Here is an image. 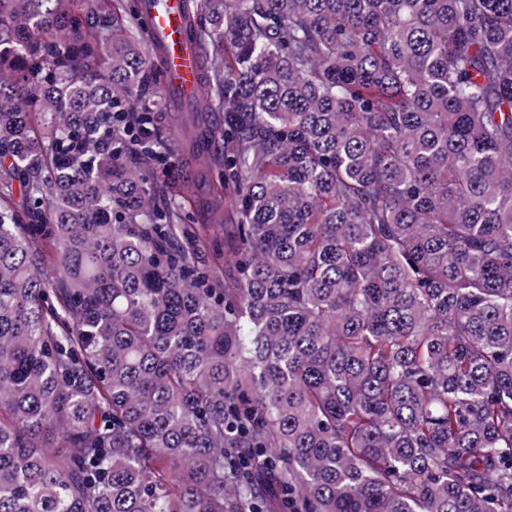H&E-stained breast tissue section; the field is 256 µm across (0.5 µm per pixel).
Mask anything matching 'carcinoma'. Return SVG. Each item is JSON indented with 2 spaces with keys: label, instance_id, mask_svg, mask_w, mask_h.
<instances>
[{
  "label": "carcinoma",
  "instance_id": "cac0c4a2",
  "mask_svg": "<svg viewBox=\"0 0 512 512\" xmlns=\"http://www.w3.org/2000/svg\"><path fill=\"white\" fill-rule=\"evenodd\" d=\"M142 3L0 0V512H512V0H181V131Z\"/></svg>",
  "mask_w": 512,
  "mask_h": 512
}]
</instances>
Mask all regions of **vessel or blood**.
<instances>
[{
    "label": "vessel or blood",
    "instance_id": "obj_1",
    "mask_svg": "<svg viewBox=\"0 0 512 512\" xmlns=\"http://www.w3.org/2000/svg\"><path fill=\"white\" fill-rule=\"evenodd\" d=\"M147 41L165 60L170 82L185 98L200 100L198 58L191 50L189 31L180 11L179 0H159L146 9Z\"/></svg>",
    "mask_w": 512,
    "mask_h": 512
}]
</instances>
